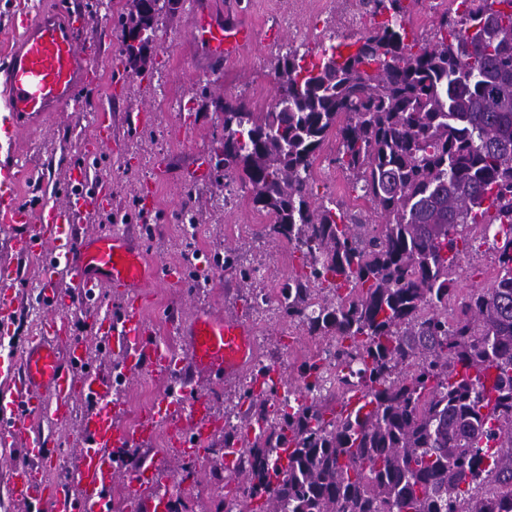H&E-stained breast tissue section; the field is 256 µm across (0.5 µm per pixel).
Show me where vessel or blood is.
<instances>
[{"label": "vessel or blood", "instance_id": "vessel-or-blood-1", "mask_svg": "<svg viewBox=\"0 0 512 512\" xmlns=\"http://www.w3.org/2000/svg\"><path fill=\"white\" fill-rule=\"evenodd\" d=\"M75 14L60 9L26 21L15 45L0 64V135L15 150L22 131L51 113L77 104L80 90L92 80V57L77 37ZM195 37L213 65L251 44V29L224 25L204 8H197ZM19 174L0 169V217L16 230L13 247L19 259L37 255L45 263L41 297L46 318L39 336L10 359L6 370L14 378L8 408L12 415L0 429V443H24L27 464L13 467L9 494L30 512H112L116 477L130 490L156 481L163 465L151 463L132 470L125 449L149 445L158 425L174 430L180 454L199 451L214 435L220 416L209 398L196 392L199 375L212 380L242 379L255 364L249 328L227 315L197 311L190 321L178 313L185 348L174 359L151 336L138 301L142 288L159 278L176 280L174 268L148 263L140 245L127 232L91 234L80 224L85 214H111L109 187L92 182L83 169H72L74 191L69 204L32 210L18 206L14 188ZM68 274L59 282L57 271ZM103 288L119 289V305L100 302ZM82 304L90 312L92 340L75 335L60 315L61 304ZM112 352L114 363L103 371L88 359L89 344ZM150 370L164 375L174 387L167 402L145 411L131 428L121 427L122 382L130 374ZM81 396L89 411L79 431V464L71 481L45 483L42 473L56 463L61 442L53 434L32 432V421L63 423L73 396Z\"/></svg>", "mask_w": 512, "mask_h": 512}]
</instances>
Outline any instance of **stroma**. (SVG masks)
<instances>
[{
  "label": "stroma",
  "instance_id": "stroma-1",
  "mask_svg": "<svg viewBox=\"0 0 512 512\" xmlns=\"http://www.w3.org/2000/svg\"><path fill=\"white\" fill-rule=\"evenodd\" d=\"M71 1L0 0V55L23 18H37ZM75 1L78 37L91 41L96 67L95 79L80 92L88 109L55 113L22 134L13 159L23 173L15 190L16 203L32 209L48 202L65 206L71 169L87 168L91 179L109 184L113 213L140 216L137 230L149 262L176 268L194 258L203 264L204 287L161 280L144 290L141 304L155 339L182 352L181 336L168 326V312L176 307L187 317L199 308L234 316L250 326L266 363L277 367L285 383L298 384L303 363L333 339L310 335L306 325L282 315L277 294L289 276L300 271L301 254L288 242L269 238L265 228L271 218L254 206L251 197L226 202L228 189L239 186L240 176L236 170L217 167L224 117L215 112L214 102L232 98L243 101L250 111H267L280 56L291 49L314 55L332 36L359 38L372 24L370 15L358 0H328L321 9L311 0H204L214 16L231 18L253 32L250 45L215 69L193 37L195 0H181L175 11L160 14L147 71L136 77L124 68L112 23L113 13L128 9L127 0ZM140 107L149 110L151 121L135 129L128 126L125 114ZM100 108L112 114V144L91 157L85 143L94 135V115ZM338 147L337 133H330L314 164L315 200H335L361 213L368 223H381L382 216L370 201L356 196L349 174L329 165ZM188 209L196 217L191 234L181 229ZM13 236V230L0 223V291L15 295L17 306L12 321L0 325V342H12L20 351L40 328L31 314L39 305L33 288L39 268L19 264ZM228 249L237 251L243 266L257 269L250 286H242L234 272L215 266V259ZM461 265L457 282L461 299L473 289L490 286L498 271L497 256L485 245L468 250ZM260 290L268 291L270 298L257 310L252 297ZM165 386V379L157 374L133 376L125 398L126 424L135 423ZM197 387L210 396L218 414L245 422L249 403L243 397V382L227 385L202 376ZM210 445L205 462L191 457L169 464L173 482L184 467L193 472L186 488L175 489L173 482L166 487L176 512H221L227 477L223 431L215 432Z\"/></svg>",
  "mask_w": 512,
  "mask_h": 512
}]
</instances>
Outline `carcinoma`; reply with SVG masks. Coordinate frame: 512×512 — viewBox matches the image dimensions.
<instances>
[{
	"label": "carcinoma",
	"mask_w": 512,
	"mask_h": 512,
	"mask_svg": "<svg viewBox=\"0 0 512 512\" xmlns=\"http://www.w3.org/2000/svg\"><path fill=\"white\" fill-rule=\"evenodd\" d=\"M155 2L114 19L138 76L150 44L128 37ZM359 2L385 20L329 38L308 66L295 50L279 58L268 111L219 104L224 167L273 217L268 235L304 258L281 312L336 337L332 358L300 372L318 395L258 435L224 512H512V0H450L428 42L409 38L404 0ZM340 119L332 162L381 224L312 200L313 163ZM476 224L498 274L450 319ZM224 269L255 276L230 250ZM333 389L350 392L336 412L321 404ZM244 396L245 427L268 422V401L249 384Z\"/></svg>",
	"instance_id": "obj_1"
}]
</instances>
